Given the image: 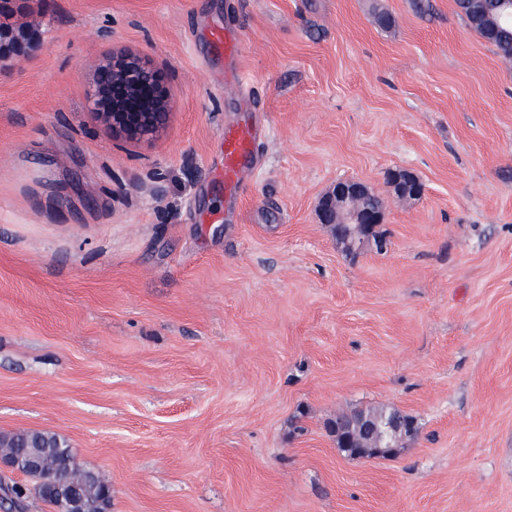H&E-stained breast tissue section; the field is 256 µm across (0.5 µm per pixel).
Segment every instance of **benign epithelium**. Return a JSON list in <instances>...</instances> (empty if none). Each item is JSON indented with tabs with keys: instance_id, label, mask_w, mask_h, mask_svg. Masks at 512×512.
<instances>
[{
	"instance_id": "1",
	"label": "benign epithelium",
	"mask_w": 512,
	"mask_h": 512,
	"mask_svg": "<svg viewBox=\"0 0 512 512\" xmlns=\"http://www.w3.org/2000/svg\"><path fill=\"white\" fill-rule=\"evenodd\" d=\"M88 105L112 134L128 140L153 139L164 130L170 116L171 99L164 76L140 54L117 51L99 61L88 89ZM389 174L405 179L415 199L425 193L423 182L405 169ZM321 223L358 224L371 232L384 223L385 214L368 204L367 185L341 178L318 204Z\"/></svg>"
}]
</instances>
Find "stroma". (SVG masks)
I'll list each match as a JSON object with an SVG mask.
<instances>
[{"mask_svg":"<svg viewBox=\"0 0 512 512\" xmlns=\"http://www.w3.org/2000/svg\"><path fill=\"white\" fill-rule=\"evenodd\" d=\"M425 2L20 0L39 46L0 58V433L65 439L111 512H512V61ZM120 50L165 76L154 140L87 104ZM243 110L263 137L232 208ZM342 177L383 199L385 251L320 223ZM380 403L417 436L340 451L330 421ZM258 130L246 122H234L224 128V186L235 195L243 190V179L252 161Z\"/></svg>","mask_w":512,"mask_h":512,"instance_id":"35a3bbf8","label":"stroma"}]
</instances>
